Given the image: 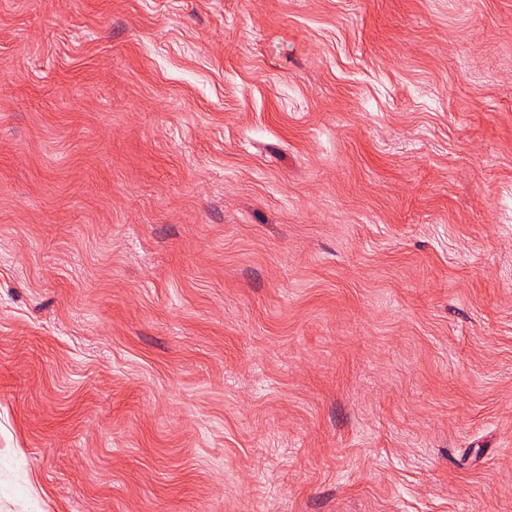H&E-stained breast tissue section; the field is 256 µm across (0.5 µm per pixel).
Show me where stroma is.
I'll return each instance as SVG.
<instances>
[{
    "label": "stroma",
    "mask_w": 512,
    "mask_h": 512,
    "mask_svg": "<svg viewBox=\"0 0 512 512\" xmlns=\"http://www.w3.org/2000/svg\"><path fill=\"white\" fill-rule=\"evenodd\" d=\"M0 512H512V0H0Z\"/></svg>",
    "instance_id": "35a3bbf8"
}]
</instances>
